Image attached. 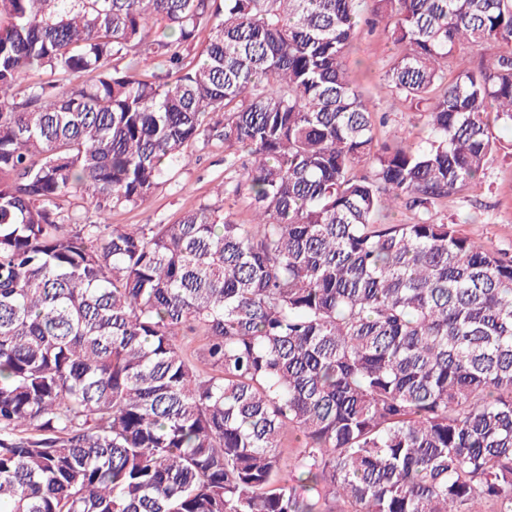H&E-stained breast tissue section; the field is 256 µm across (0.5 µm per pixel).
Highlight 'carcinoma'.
I'll return each mask as SVG.
<instances>
[{
  "instance_id": "cac0c4a2",
  "label": "carcinoma",
  "mask_w": 512,
  "mask_h": 512,
  "mask_svg": "<svg viewBox=\"0 0 512 512\" xmlns=\"http://www.w3.org/2000/svg\"><path fill=\"white\" fill-rule=\"evenodd\" d=\"M373 19L420 141L346 68ZM501 126L512 0H0V512H512V256L433 219ZM206 135L251 223L59 212Z\"/></svg>"
}]
</instances>
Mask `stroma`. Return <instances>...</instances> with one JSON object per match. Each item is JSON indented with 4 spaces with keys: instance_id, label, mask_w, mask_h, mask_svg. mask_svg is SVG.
<instances>
[{
    "instance_id": "35a3bbf8",
    "label": "stroma",
    "mask_w": 512,
    "mask_h": 512,
    "mask_svg": "<svg viewBox=\"0 0 512 512\" xmlns=\"http://www.w3.org/2000/svg\"><path fill=\"white\" fill-rule=\"evenodd\" d=\"M395 52L382 28L370 31L363 27L351 42L347 65L362 86L374 88L376 108L388 113L390 128L418 140L426 135L418 112L382 81L383 68ZM223 178L224 143L212 139L196 143L192 164L177 170L173 179L160 184L142 205L110 211L99 208L95 200L72 195L62 198L59 206L62 214L80 224H166L202 205L231 208L238 222H248L247 198L217 196L215 187ZM433 217L458 224L464 235L488 250L512 253V153H500L482 181L443 200Z\"/></svg>"
}]
</instances>
